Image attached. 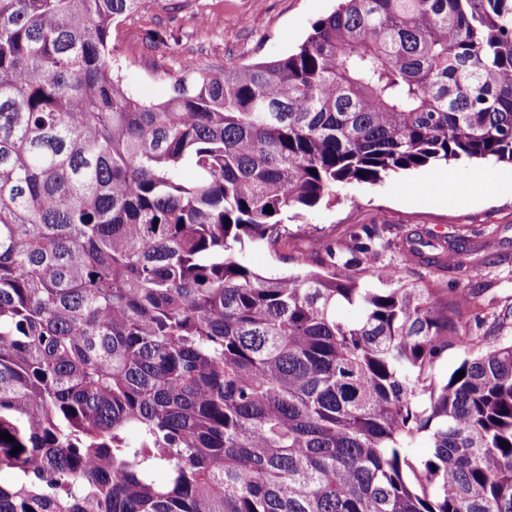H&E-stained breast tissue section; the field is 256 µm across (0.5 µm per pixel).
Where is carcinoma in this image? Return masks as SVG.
I'll return each mask as SVG.
<instances>
[{
	"mask_svg": "<svg viewBox=\"0 0 512 512\" xmlns=\"http://www.w3.org/2000/svg\"><path fill=\"white\" fill-rule=\"evenodd\" d=\"M148 2L0 0V512H512V340L435 378L455 327L375 224L243 258L352 182L512 164V0H341L144 103L109 43Z\"/></svg>",
	"mask_w": 512,
	"mask_h": 512,
	"instance_id": "carcinoma-1",
	"label": "carcinoma"
}]
</instances>
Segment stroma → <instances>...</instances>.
Listing matches in <instances>:
<instances>
[{
  "instance_id": "obj_1",
  "label": "stroma",
  "mask_w": 512,
  "mask_h": 512,
  "mask_svg": "<svg viewBox=\"0 0 512 512\" xmlns=\"http://www.w3.org/2000/svg\"><path fill=\"white\" fill-rule=\"evenodd\" d=\"M338 0H149L147 6L112 28L113 56L122 67L130 93L142 101L163 100L184 60L196 59L218 71L231 65L271 60L295 50L314 22L325 18ZM505 163L466 160L413 169L377 184L354 183L334 203L304 210L289 223L290 235L277 249L259 248L247 255L261 273L320 269L324 239L345 242L363 224L384 226L390 247L377 263L430 288L479 292V314L462 311L468 335L494 341L512 338V195L496 190ZM454 192L447 201L430 197L440 180ZM485 197L468 200L473 186ZM464 239L470 251L466 272L439 264L448 237ZM424 241V261L410 263L398 245Z\"/></svg>"
}]
</instances>
